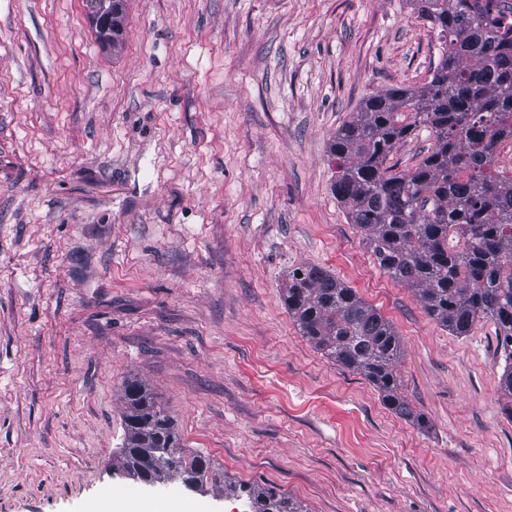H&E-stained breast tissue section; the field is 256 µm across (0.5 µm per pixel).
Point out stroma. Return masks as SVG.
I'll return each instance as SVG.
<instances>
[{"mask_svg": "<svg viewBox=\"0 0 512 512\" xmlns=\"http://www.w3.org/2000/svg\"><path fill=\"white\" fill-rule=\"evenodd\" d=\"M0 0V512H242L115 469L142 380L181 452L307 512H512L495 322L456 336L379 268L332 190L372 93L427 83L410 0ZM302 265L392 320L421 429L322 356L283 300ZM87 19L90 23L97 22L98 18L107 14L109 28L104 32L105 40L112 41V0H84Z\"/></svg>", "mask_w": 512, "mask_h": 512, "instance_id": "obj_1", "label": "stroma"}]
</instances>
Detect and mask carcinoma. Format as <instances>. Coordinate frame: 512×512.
<instances>
[{
	"label": "carcinoma",
	"mask_w": 512,
	"mask_h": 512,
	"mask_svg": "<svg viewBox=\"0 0 512 512\" xmlns=\"http://www.w3.org/2000/svg\"><path fill=\"white\" fill-rule=\"evenodd\" d=\"M415 7L439 30L440 60L429 82L370 95L336 131L333 190L376 263L413 290L427 316L456 336L481 316L495 321L500 390L512 400V174L495 168L498 146L512 141V22L479 0H415ZM422 129L433 147L397 170L391 156ZM284 302L317 350L372 384L396 415L426 427L402 392V338L378 309L309 265L294 269ZM123 401L118 469L149 450L158 482L187 472L223 483L209 456L178 453L174 420L145 383L125 382ZM224 493L242 500L245 512H306L270 488L224 483Z\"/></svg>",
	"instance_id": "obj_1"
}]
</instances>
